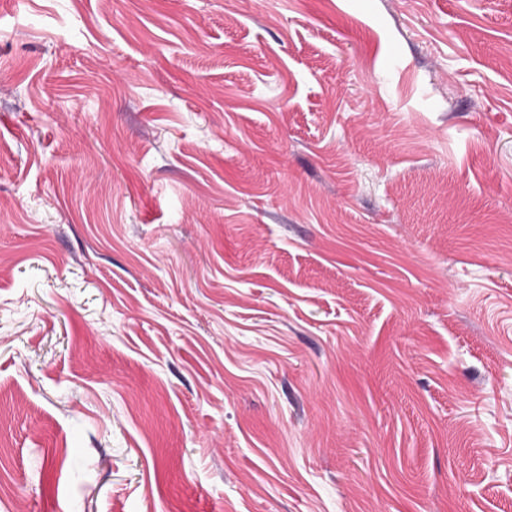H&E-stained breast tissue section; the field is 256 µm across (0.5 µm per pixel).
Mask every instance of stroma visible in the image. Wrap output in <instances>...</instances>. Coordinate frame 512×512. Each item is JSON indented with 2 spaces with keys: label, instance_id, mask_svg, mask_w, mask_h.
Here are the masks:
<instances>
[{
  "label": "stroma",
  "instance_id": "stroma-1",
  "mask_svg": "<svg viewBox=\"0 0 512 512\" xmlns=\"http://www.w3.org/2000/svg\"><path fill=\"white\" fill-rule=\"evenodd\" d=\"M0 512H512V0H0Z\"/></svg>",
  "mask_w": 512,
  "mask_h": 512
}]
</instances>
